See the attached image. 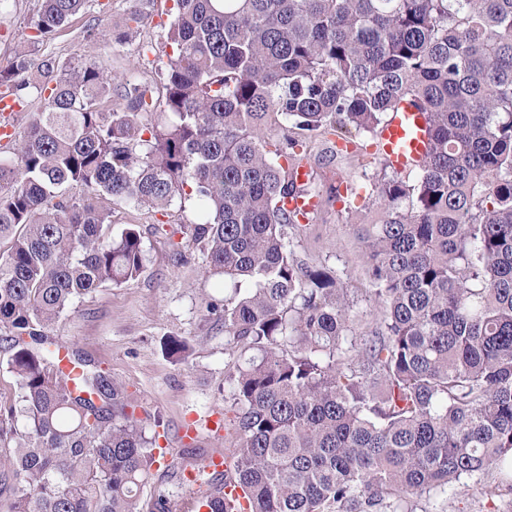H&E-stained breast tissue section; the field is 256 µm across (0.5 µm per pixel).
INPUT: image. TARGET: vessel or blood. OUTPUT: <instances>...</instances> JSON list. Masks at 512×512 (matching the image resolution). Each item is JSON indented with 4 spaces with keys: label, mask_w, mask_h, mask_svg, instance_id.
<instances>
[{
    "label": "vessel or blood",
    "mask_w": 512,
    "mask_h": 512,
    "mask_svg": "<svg viewBox=\"0 0 512 512\" xmlns=\"http://www.w3.org/2000/svg\"><path fill=\"white\" fill-rule=\"evenodd\" d=\"M18 105L12 96L0 95V139L9 140L14 131V114ZM426 115L409 106L392 113L377 135V150L389 165L403 171L419 166L428 152Z\"/></svg>",
    "instance_id": "1"
}]
</instances>
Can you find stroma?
Wrapping results in <instances>:
<instances>
[{
  "label": "stroma",
  "mask_w": 512,
  "mask_h": 512,
  "mask_svg": "<svg viewBox=\"0 0 512 512\" xmlns=\"http://www.w3.org/2000/svg\"><path fill=\"white\" fill-rule=\"evenodd\" d=\"M39 5L40 0H9L0 9V68L21 51L35 65L49 52L64 60L99 61L116 79L145 75L152 85H159L162 63L171 51L167 36L173 0H144L147 23L117 50L110 49L104 34L123 27L134 0H90L88 9L45 49L29 42L31 19ZM111 208L113 232L130 224L140 230L144 272L75 300L48 333L61 351L80 352L120 382L130 410L142 420L147 434H158L164 458L153 465L143 498L160 492L189 494L192 486L179 482L181 467L231 450L227 433L205 428L192 438L182 433L197 418L213 416L225 425L234 416L225 385L234 359L224 350L221 322L208 312L209 303L223 299L224 287L204 274L199 252L178 260L169 236L155 230L159 224L176 228L196 223L194 200L177 199L162 209L123 202L112 203ZM381 217L375 198L360 200L353 213L345 212L342 203L323 202L313 220L296 233L297 251L308 261L348 270L351 287H364V248L355 230ZM170 336L188 341L185 360L163 353L162 343ZM497 478L492 471L463 480L447 493L420 502L421 512H512V496L487 497Z\"/></svg>",
  "instance_id": "stroma-1"
}]
</instances>
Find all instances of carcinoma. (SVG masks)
I'll list each match as a JSON object with an SVG mask.
<instances>
[{
  "label": "carcinoma",
  "mask_w": 512,
  "mask_h": 512,
  "mask_svg": "<svg viewBox=\"0 0 512 512\" xmlns=\"http://www.w3.org/2000/svg\"><path fill=\"white\" fill-rule=\"evenodd\" d=\"M87 2L41 0L33 42ZM175 4L159 101L92 60L47 55L33 74L21 52L0 70L20 104L44 100L0 144V342L20 389L0 402L8 512H416L492 467L494 494H512V0ZM143 21L131 11L108 41L126 44ZM114 91L125 108L103 110ZM403 103L427 113L429 150L375 174L383 217L360 239L381 314L358 333L348 272L298 256L285 201L310 193L292 177L310 146L333 157L329 134L372 144ZM274 114L288 129L270 143ZM73 183L86 194L69 195ZM356 194L340 180L327 200ZM185 196L204 273L232 283L210 311L238 355L225 379L233 463L181 469L191 501L144 502L155 437L76 352L70 378L46 331L74 300L144 270L140 232H109L101 199ZM163 350L180 361L188 344L171 336Z\"/></svg>",
  "instance_id": "obj_1"
}]
</instances>
